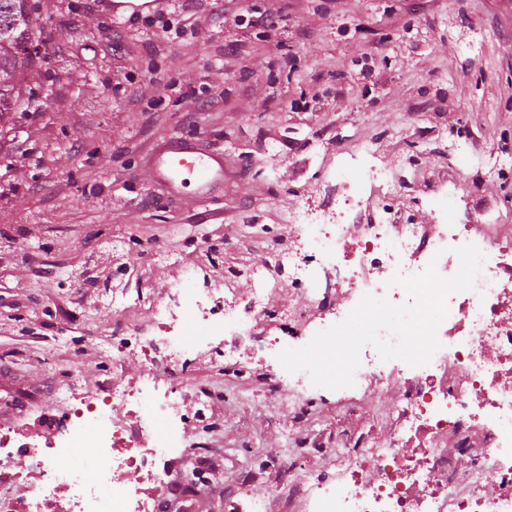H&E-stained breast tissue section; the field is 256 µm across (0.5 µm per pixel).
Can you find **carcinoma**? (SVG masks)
<instances>
[{"label":"carcinoma","instance_id":"carcinoma-1","mask_svg":"<svg viewBox=\"0 0 512 512\" xmlns=\"http://www.w3.org/2000/svg\"><path fill=\"white\" fill-rule=\"evenodd\" d=\"M34 6L31 0H0V124L13 112L41 105L40 83H31L41 50L31 41Z\"/></svg>","mask_w":512,"mask_h":512}]
</instances>
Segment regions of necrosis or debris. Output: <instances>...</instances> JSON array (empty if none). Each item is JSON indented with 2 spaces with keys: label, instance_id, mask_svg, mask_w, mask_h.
<instances>
[{
  "label": "necrosis or debris",
  "instance_id": "necrosis-or-debris-1",
  "mask_svg": "<svg viewBox=\"0 0 512 512\" xmlns=\"http://www.w3.org/2000/svg\"><path fill=\"white\" fill-rule=\"evenodd\" d=\"M391 180L387 169L355 164L336 199L337 222L300 210L288 216L299 247L278 255V264L311 297H319L329 279L346 290L345 301L322 328L342 322L366 295L408 303L395 275L432 267L440 278L452 277L459 268L455 247L474 244L484 260L472 289L447 297L448 313L437 328L440 346L428 363L385 361L374 346L362 349L354 390L394 376L410 381L406 426L387 446L351 460L340 480L320 477L307 486L309 512H512V241L490 239L450 220L429 234L418 224L381 221L352 236L344 216L360 206L365 188ZM194 279V270H186L183 282L155 304L160 335L129 337L130 347L149 353L155 370L136 392L115 385L71 391L34 441L11 437L14 407L0 401V488L16 482L12 464L18 455L47 476L24 502L6 503L7 512H131L142 490L116 484L113 471L131 468L146 480L170 481L168 463L180 448L184 397L174 386L160 387L156 374L177 376L189 354L220 345L232 358L247 349L272 363L276 381L287 383L296 397L312 390L308 371L290 373L277 365L283 342L258 336L254 325L243 322L239 299L199 292ZM476 428L487 436L480 447L471 440ZM448 434L466 456V470L437 448V440ZM58 456L69 458L67 470H55ZM486 473L495 477L488 495L481 485Z\"/></svg>",
  "mask_w": 512,
  "mask_h": 512
}]
</instances>
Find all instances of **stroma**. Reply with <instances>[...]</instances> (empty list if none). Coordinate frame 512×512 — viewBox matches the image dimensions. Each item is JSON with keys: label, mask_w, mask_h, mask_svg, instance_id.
I'll use <instances>...</instances> for the list:
<instances>
[{"label": "stroma", "mask_w": 512, "mask_h": 512, "mask_svg": "<svg viewBox=\"0 0 512 512\" xmlns=\"http://www.w3.org/2000/svg\"><path fill=\"white\" fill-rule=\"evenodd\" d=\"M47 92L38 110L0 127V399L22 403L12 431L37 432L58 396L139 386L149 362L124 348L154 334L153 300L185 269L202 288L247 301L251 272L297 246L287 222L301 206L334 207L336 171L370 145L394 194H367L353 228L389 218L433 230L446 199L459 224L512 240V0H169L182 38L133 23L113 42L96 0H33ZM268 15L280 28H265ZM159 65L156 77L145 70ZM174 81L151 110L156 81ZM224 92L205 111L202 88ZM164 138L224 160V179L158 180L150 155ZM80 255L70 265L69 255ZM259 331L288 337L344 296L312 305L287 272ZM407 381L370 392L314 391L303 406L248 357L193 358L188 417L170 466L205 469L200 512H303L312 476L341 477L362 447L399 433Z\"/></svg>", "instance_id": "obj_1"}]
</instances>
